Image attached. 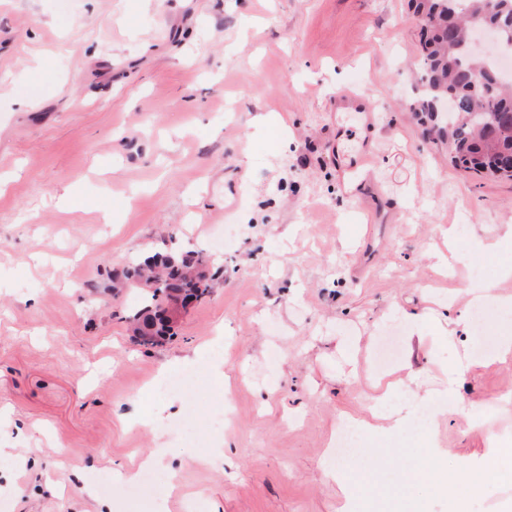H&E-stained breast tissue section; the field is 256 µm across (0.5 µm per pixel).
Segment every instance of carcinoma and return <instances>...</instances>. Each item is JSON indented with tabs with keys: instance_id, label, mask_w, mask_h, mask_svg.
I'll use <instances>...</instances> for the list:
<instances>
[{
	"instance_id": "carcinoma-1",
	"label": "carcinoma",
	"mask_w": 512,
	"mask_h": 512,
	"mask_svg": "<svg viewBox=\"0 0 512 512\" xmlns=\"http://www.w3.org/2000/svg\"><path fill=\"white\" fill-rule=\"evenodd\" d=\"M412 7L420 16L423 90L411 111L426 135L453 150L454 167L493 177L497 158L512 155V123L505 121L512 114V80L500 78L471 55L465 26L498 23L504 43L512 48V0H497L492 10L486 0H412ZM437 99L451 101L450 120L432 111ZM204 260L201 251L157 253L121 271L112 289H135L141 296V308L126 317L138 324V344L152 346L169 333L162 307L171 293L193 289L191 273Z\"/></svg>"
}]
</instances>
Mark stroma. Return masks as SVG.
<instances>
[{"label":"stroma","instance_id":"obj_1","mask_svg":"<svg viewBox=\"0 0 512 512\" xmlns=\"http://www.w3.org/2000/svg\"><path fill=\"white\" fill-rule=\"evenodd\" d=\"M419 39L409 0H0V512L512 505V478L455 501L443 490L456 467L512 448V362L458 368L478 329H433L466 310L469 287L489 286L493 314L512 295L496 282L512 253L489 248L512 225V181L453 167L413 119ZM347 92L375 116V157L343 175L330 145L359 120L331 104ZM174 248L209 253L211 293L146 348L124 319L138 291L106 286ZM418 332L431 356H409ZM405 360L438 389L455 370L485 419L400 393L384 411L403 426L358 441L388 450L386 474L337 459L339 420L369 416L374 383ZM186 371L192 396L153 392ZM150 456L151 475L113 481ZM336 464L352 498L326 472Z\"/></svg>","mask_w":512,"mask_h":512}]
</instances>
